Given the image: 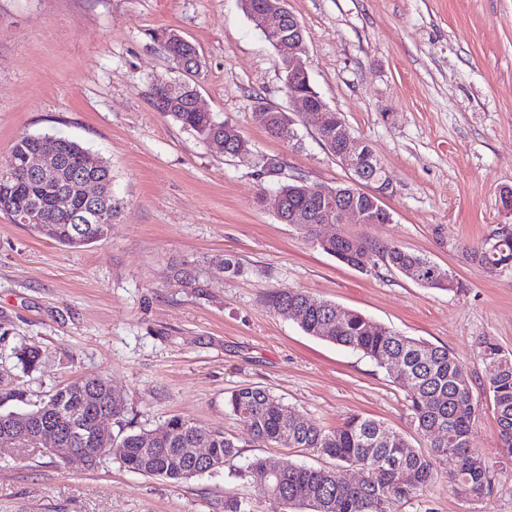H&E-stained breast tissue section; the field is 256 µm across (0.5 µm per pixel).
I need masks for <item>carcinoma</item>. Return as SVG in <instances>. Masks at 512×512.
Listing matches in <instances>:
<instances>
[{
	"instance_id": "obj_1",
	"label": "carcinoma",
	"mask_w": 512,
	"mask_h": 512,
	"mask_svg": "<svg viewBox=\"0 0 512 512\" xmlns=\"http://www.w3.org/2000/svg\"><path fill=\"white\" fill-rule=\"evenodd\" d=\"M167 58L176 68L188 74L201 69L196 48L176 33H169L163 43ZM194 86L178 81L151 88L153 109L183 128L195 133L203 142L226 128L209 112H198L187 92ZM328 123L319 134L325 147L336 153L337 112L329 113ZM255 120L268 134L292 141L288 113L275 108L254 113ZM38 136L19 135L9 155L0 164V214L37 211L50 217V223H33L30 230L60 245L82 248L102 240L86 225L75 221L90 204L78 192L83 177L101 181L107 196L104 221L112 223L119 213V203L112 201V174L101 158L79 142L57 137L59 165L48 177H39L26 169V158L34 151ZM227 155L253 160L257 176L267 174L268 161L253 157L248 142L241 137L232 141ZM314 186L294 179L279 185L275 192L285 198V210L275 214L283 224H293L320 205L312 194ZM69 196V210L59 211V194ZM320 225L300 224L298 229L319 248L339 262L357 267L359 258H378L385 267L397 272L412 270V280L424 288L451 291L456 284L448 279L432 277L429 272L437 264L427 257L397 244H373L363 238L342 234L323 238ZM467 259L480 271L495 274L512 268V225L504 224L483 241L463 246ZM273 309L281 314H294V322L304 333L362 354L378 367L387 369L396 360L406 366V378L396 379L405 391L417 431L429 439L431 451L424 453L412 447L399 433L385 423L362 415L349 416L343 425L328 429L306 418L266 389L242 385L233 390L225 406L247 430L251 439L261 445L276 444L284 448H302L317 457L332 460L335 466L314 467L303 463H278L256 458L238 470L240 478L253 472L272 469L266 482L258 486L259 494L284 507L303 505L312 512H397V506L418 498L437 476V462L448 457L455 468L448 474L449 483L465 486L471 498L481 500L491 495L496 465L485 462L484 468L473 470L467 464L469 455L477 452L470 446L472 424L477 413L472 386L467 373L448 349L423 339L406 336L365 315L334 302L319 299L299 289L285 288L270 296ZM479 360L490 366L487 391L492 403L502 458L512 460V355L485 339L480 343ZM16 358L26 370L37 367L40 351L24 346ZM125 412V401L111 394L109 380L92 376L79 379L55 390L48 399L24 412H0V447H37L35 423L57 425L60 448H101L103 442L92 430V422L100 413L119 419ZM210 449L206 462L196 458L195 449ZM105 453L112 455L130 471L169 480H183L221 469L238 456V445L220 432L210 431L195 420L173 415L151 433H119ZM357 466L363 470V482L346 486L337 468Z\"/></svg>"
}]
</instances>
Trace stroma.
<instances>
[{"instance_id": "obj_1", "label": "stroma", "mask_w": 512, "mask_h": 512, "mask_svg": "<svg viewBox=\"0 0 512 512\" xmlns=\"http://www.w3.org/2000/svg\"><path fill=\"white\" fill-rule=\"evenodd\" d=\"M305 39L311 84L371 147L392 187L387 224L344 233L402 245L448 269L454 290L425 288L383 268L338 262L260 203L261 186L300 177L334 188L350 173L310 117L298 138L268 135L259 106L288 109L281 54L241 0H0V162L23 133L80 142L112 169L122 203L107 237L64 247L0 216V412L47 399L87 375L110 379L126 403L112 432L154 429L180 414L239 445L232 465L171 481L112 458L93 466L43 448L0 450V512H224V495L251 512H283L239 478L252 459L306 462L293 448L254 445L224 400L265 388L333 428L360 414L421 444L405 392L369 358L305 334L275 312L282 288L357 310L449 352L471 381L473 447L498 463L490 497H464L448 464L423 497L398 512H512V462L486 394L481 340L512 353V269L479 271L461 250L512 225V0H288ZM176 32L196 46L202 107L234 127L279 176L216 154L155 112L151 86L178 79L162 48ZM242 267L219 274L226 257ZM199 277L185 286L175 268ZM40 349L24 371L16 349Z\"/></svg>"}]
</instances>
